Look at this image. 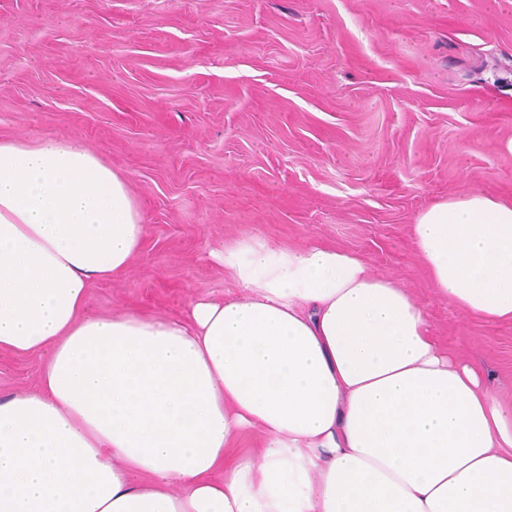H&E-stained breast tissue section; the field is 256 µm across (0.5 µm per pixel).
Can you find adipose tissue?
Instances as JSON below:
<instances>
[{"label": "adipose tissue", "instance_id": "adipose-tissue-1", "mask_svg": "<svg viewBox=\"0 0 512 512\" xmlns=\"http://www.w3.org/2000/svg\"><path fill=\"white\" fill-rule=\"evenodd\" d=\"M75 140L0 141V512H512V405L356 252L252 234L180 316L86 315L146 236ZM437 295L512 322V203L462 192L412 226ZM40 364L41 358L35 354L0 353V397L35 390Z\"/></svg>", "mask_w": 512, "mask_h": 512}]
</instances>
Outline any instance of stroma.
Returning a JSON list of instances; mask_svg holds the SVG:
<instances>
[{"instance_id": "1", "label": "stroma", "mask_w": 512, "mask_h": 512, "mask_svg": "<svg viewBox=\"0 0 512 512\" xmlns=\"http://www.w3.org/2000/svg\"><path fill=\"white\" fill-rule=\"evenodd\" d=\"M75 138L128 180L141 253L87 312L223 296L260 233L364 255L512 402V324L441 299L410 234L460 191L512 201V0H0V138ZM38 355L0 353V397Z\"/></svg>"}]
</instances>
